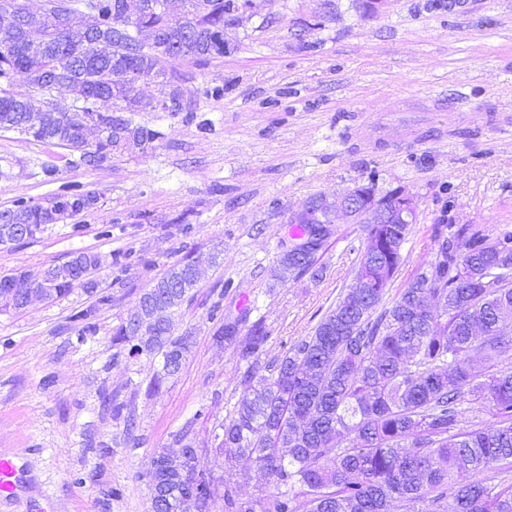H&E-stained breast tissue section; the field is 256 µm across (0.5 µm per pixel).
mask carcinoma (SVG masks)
<instances>
[{
    "label": "carcinoma",
    "instance_id": "1",
    "mask_svg": "<svg viewBox=\"0 0 512 512\" xmlns=\"http://www.w3.org/2000/svg\"><path fill=\"white\" fill-rule=\"evenodd\" d=\"M84 0H44L37 27L24 32L18 17L27 0H0V131L60 145L78 154V164L95 152L153 148L160 132L134 121L136 112H156L152 100L184 95L179 78L165 63L176 57L206 65L224 55V20L236 0H180L181 21L174 38L179 53L162 33L173 0H153L144 11L133 6L118 17L126 0H95L89 26L97 33L88 45L62 32L57 14L77 13ZM119 20L131 35L112 34ZM139 72L149 85L139 89L124 73ZM27 91L13 89L16 76ZM62 82L84 101L65 112L45 110L41 93ZM104 107L121 115L127 144L112 120L87 140V122ZM97 196L78 184L63 186L48 206L24 199L0 210V240L10 224H30L35 239L55 224L91 209ZM365 249L350 285L314 327L287 354L253 380L249 372L234 416L219 435L224 458H247L270 476L274 491L240 499L224 488L225 512H512V370L482 372L476 356L492 363L512 350L503 323L512 317V233L489 238L477 232L453 233L442 240L429 263L428 287L417 274L392 305L378 310L402 260L408 224H367ZM283 270L323 276L316 252L300 259L285 251ZM83 271V281L71 267ZM101 266L94 253L77 251L44 269L49 299L75 287L93 291ZM201 270L187 261L173 265L142 297L154 314L149 335L129 354H158L161 370L150 388L178 374L190 352L191 336L174 335L175 318L194 298ZM268 340L261 321L241 356L259 355ZM488 410L486 428L462 426L465 397ZM350 446H343L345 440ZM163 497L151 494L154 512H188L177 473L163 478Z\"/></svg>",
    "mask_w": 512,
    "mask_h": 512
}]
</instances>
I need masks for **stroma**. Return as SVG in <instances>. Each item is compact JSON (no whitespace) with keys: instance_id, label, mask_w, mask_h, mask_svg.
I'll use <instances>...</instances> for the list:
<instances>
[{"instance_id":"stroma-1","label":"stroma","mask_w":512,"mask_h":512,"mask_svg":"<svg viewBox=\"0 0 512 512\" xmlns=\"http://www.w3.org/2000/svg\"><path fill=\"white\" fill-rule=\"evenodd\" d=\"M250 0L224 25L223 57L176 60L191 112H139L161 131L148 153L98 168L69 150L0 131V209L48 204L61 185L95 192L88 212L47 225L34 241L0 246V275L35 274L69 254H98L96 294H69L0 313V454L13 457L15 491L0 512H149L151 456L183 430L210 445L233 415L249 367L264 371L302 338L352 282L364 251L360 225L339 224L317 254L320 279L283 272L289 220L317 193L375 175L380 191L413 196L417 219L402 248L397 295L451 229L512 231V0ZM222 87L223 97L208 96ZM203 275L176 319L194 344L182 372L147 386L158 357L129 356L115 327L175 263ZM230 292H223L225 282ZM239 319L217 343L211 310ZM97 305L96 330L77 312ZM269 333L257 363L240 350L252 322ZM129 405L127 430L112 406ZM242 496L271 491L246 459L204 457Z\"/></svg>"}]
</instances>
